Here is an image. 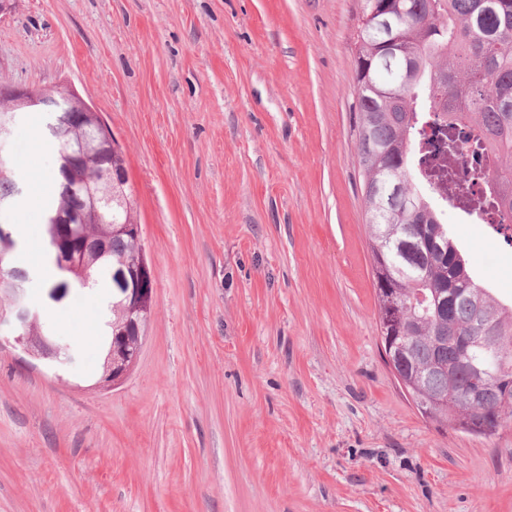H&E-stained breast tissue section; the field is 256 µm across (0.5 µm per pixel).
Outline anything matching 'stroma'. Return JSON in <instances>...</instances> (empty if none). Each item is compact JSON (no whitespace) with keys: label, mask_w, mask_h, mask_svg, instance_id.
Here are the masks:
<instances>
[{"label":"stroma","mask_w":512,"mask_h":512,"mask_svg":"<svg viewBox=\"0 0 512 512\" xmlns=\"http://www.w3.org/2000/svg\"><path fill=\"white\" fill-rule=\"evenodd\" d=\"M360 0H16L0 87L70 84L121 147L154 274L126 378L105 305L48 296L53 152L21 114L30 301L73 359L0 342V512H512V421L437 429L388 364L358 158ZM443 223L512 302V248Z\"/></svg>","instance_id":"35a3bbf8"}]
</instances>
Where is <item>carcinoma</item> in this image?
I'll return each mask as SVG.
<instances>
[{
  "mask_svg": "<svg viewBox=\"0 0 512 512\" xmlns=\"http://www.w3.org/2000/svg\"><path fill=\"white\" fill-rule=\"evenodd\" d=\"M395 23L398 44L390 48L385 30L366 21L371 9ZM357 98L359 167L372 242V274L378 300L381 335L395 332L400 356L392 367L414 403L434 399L439 429L459 426L480 435L485 426L467 400L475 385L470 358L459 346L474 325L493 330L512 366V304L501 303L468 270L457 244L442 223L439 208L448 197L435 196L421 181L447 178L442 156L454 149L447 138L448 116L466 118L485 130L500 159L494 176L501 187L496 203L512 210V0H363L357 29ZM41 130L54 151H82L90 126L66 112L39 111ZM444 135L437 153L419 159L427 144L426 128ZM122 155L85 154L73 176L79 196L62 186L61 169L52 173L54 189L44 203V247L50 269L49 296L62 286L97 289L106 303L107 335L121 331L133 345L147 316L125 324L112 280V268L144 258L141 237L114 231L116 224L138 225L133 196L122 185L123 205L107 203L112 184L98 180ZM18 174L0 175V200L18 209L23 193ZM399 193L407 207L387 203ZM73 217V239L85 256L81 267L64 266L56 257L52 217ZM27 283L29 271L18 264L15 250L0 259V270ZM451 296L436 305L433 292ZM512 369L484 387V408L512 420Z\"/></svg>",
  "mask_w": 512,
  "mask_h": 512,
  "instance_id": "1",
  "label": "carcinoma"
}]
</instances>
